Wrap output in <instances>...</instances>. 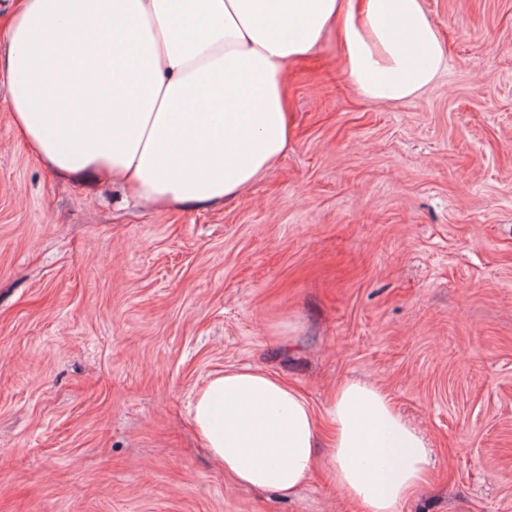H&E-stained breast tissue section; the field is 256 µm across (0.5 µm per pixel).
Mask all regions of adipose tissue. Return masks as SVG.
<instances>
[{"label":"adipose tissue","mask_w":512,"mask_h":512,"mask_svg":"<svg viewBox=\"0 0 512 512\" xmlns=\"http://www.w3.org/2000/svg\"><path fill=\"white\" fill-rule=\"evenodd\" d=\"M364 97L399 102L444 61L422 0H20L0 53L6 102L61 177L101 176L144 204L216 206L284 157L285 74L328 32ZM329 441L308 400L259 368L213 374L193 405L202 447L255 490L292 495L322 448L362 512H400L432 464L376 385L333 396Z\"/></svg>","instance_id":"adipose-tissue-1"}]
</instances>
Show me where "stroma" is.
<instances>
[{"mask_svg":"<svg viewBox=\"0 0 512 512\" xmlns=\"http://www.w3.org/2000/svg\"><path fill=\"white\" fill-rule=\"evenodd\" d=\"M433 86L362 98L335 36L286 73L282 160L221 207L59 178L0 76V512H359L326 460L249 489L192 422L253 367L326 409L349 378L424 430L401 512H512V0H423Z\"/></svg>","mask_w":512,"mask_h":512,"instance_id":"1","label":"stroma"}]
</instances>
